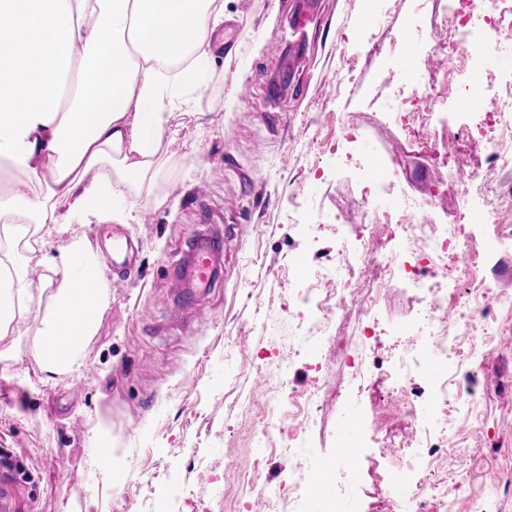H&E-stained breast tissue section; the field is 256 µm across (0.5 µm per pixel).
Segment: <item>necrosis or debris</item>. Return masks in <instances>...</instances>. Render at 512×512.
<instances>
[{
    "label": "necrosis or debris",
    "instance_id": "1",
    "mask_svg": "<svg viewBox=\"0 0 512 512\" xmlns=\"http://www.w3.org/2000/svg\"><path fill=\"white\" fill-rule=\"evenodd\" d=\"M501 0H447L445 11L453 22L448 28L451 66L442 76L417 83L404 100L405 111L397 113L402 125H411L415 109L458 93L480 98L482 83L470 81L475 70L490 74L496 69L488 55H476L474 44L487 33H500ZM501 127L499 138L489 141L483 165L460 176L465 205H474L484 194H494L500 211L490 212L489 223H501V211L512 213V184H492V171L512 166V85L495 98V108L483 123L467 128V135L481 132L484 123ZM512 266V258L497 256L494 268L479 269L473 238L464 225L427 223L422 210L409 201L399 210L382 215L379 225H368L356 234L340 233L331 264L315 283L298 289L297 301L307 310L311 327L321 328L323 345L352 378L365 385L383 416L403 412L410 421L423 462L416 477L392 484L381 480L379 496L396 497L401 512H428L433 500L453 503L456 489L436 480L435 473L448 459L450 449L462 442L447 429L436 430L420 419L414 404L416 377L424 368L437 371L430 389L438 403H460L476 396L475 384L463 372L469 355L459 340L477 336L492 319L490 296L499 282L495 268ZM403 284L421 300L424 333H411L395 359L371 349V330L379 324V304L390 285ZM330 393L326 386L306 390L289 388L286 405L269 410L261 433L269 446L295 459L307 453L309 435L319 423V413Z\"/></svg>",
    "mask_w": 512,
    "mask_h": 512
}]
</instances>
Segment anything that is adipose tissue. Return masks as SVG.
Instances as JSON below:
<instances>
[{
  "label": "adipose tissue",
  "mask_w": 512,
  "mask_h": 512,
  "mask_svg": "<svg viewBox=\"0 0 512 512\" xmlns=\"http://www.w3.org/2000/svg\"><path fill=\"white\" fill-rule=\"evenodd\" d=\"M4 15L0 161L33 189L0 193V237L46 245L66 214L134 220L133 210L116 213L117 188L156 187L165 114L205 82L224 0H0ZM104 286L81 236L36 285L0 247V337L34 321L44 370H70L95 332Z\"/></svg>",
  "instance_id": "ef3b65f1"
}]
</instances>
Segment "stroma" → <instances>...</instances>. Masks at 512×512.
Listing matches in <instances>:
<instances>
[{"instance_id":"35a3bbf8","label":"stroma","mask_w":512,"mask_h":512,"mask_svg":"<svg viewBox=\"0 0 512 512\" xmlns=\"http://www.w3.org/2000/svg\"><path fill=\"white\" fill-rule=\"evenodd\" d=\"M315 2L320 21L305 48L309 65L273 98L267 89L285 59L266 46L287 30L290 12L283 0H224L235 47L215 51L192 108L167 116L157 183L166 203L125 187L124 203L142 201L136 220L66 224L53 238V253L76 233L99 254L107 306L69 371H42L33 321L0 338V464L21 482L17 512H280L277 500L259 502L241 488L236 467L256 458L261 482L274 488L298 470L312 480L332 461L327 495L340 512H399L397 502L372 495L371 474L413 476L419 451L380 457L371 403L345 370L328 377L343 394L324 408L303 462L262 446L260 419L280 394L256 369L293 330L283 322L265 333L260 324L270 314L287 316L298 285L313 282L335 249L337 225L371 223L405 195L436 199L425 213L429 223L456 222L448 179L483 163L487 137L462 139L470 118L464 98L421 109L410 130L395 120L396 87L413 72L448 67L441 0ZM245 82L252 97L233 102V88ZM345 125L356 137L334 163ZM436 137L444 150L435 164ZM388 167L398 175L375 194L370 173ZM294 224L323 225L317 245L290 237ZM116 231L135 252L132 272L115 286L107 243ZM212 234L224 238L223 271L194 305L181 306L171 269ZM158 294L169 296L167 307L154 305ZM497 297L498 318L472 361L483 399L451 411L430 408L424 397L416 403L430 424L463 443L443 473L461 485L457 512H469L476 499L487 500L489 512H512V493L496 491L512 484V283ZM419 309L410 290L390 287L376 351L399 355ZM351 437L358 449L340 458ZM102 448L111 451L108 461L99 458Z\"/></svg>"}]
</instances>
